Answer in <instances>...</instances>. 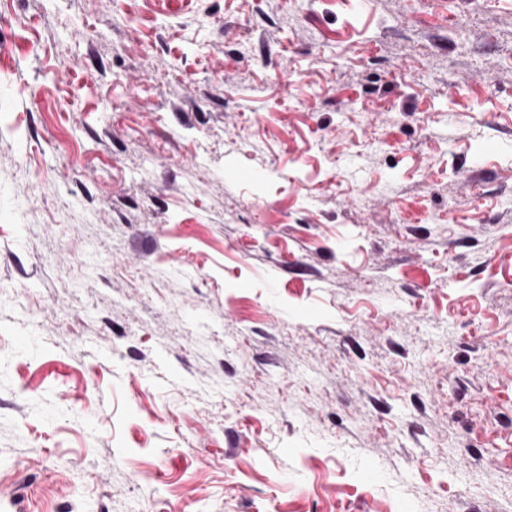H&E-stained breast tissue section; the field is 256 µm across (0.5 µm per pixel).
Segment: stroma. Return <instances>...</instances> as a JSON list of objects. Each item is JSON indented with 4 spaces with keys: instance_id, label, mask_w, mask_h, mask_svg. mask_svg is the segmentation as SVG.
<instances>
[{
    "instance_id": "35a3bbf8",
    "label": "stroma",
    "mask_w": 512,
    "mask_h": 512,
    "mask_svg": "<svg viewBox=\"0 0 512 512\" xmlns=\"http://www.w3.org/2000/svg\"><path fill=\"white\" fill-rule=\"evenodd\" d=\"M0 512H512V0H0Z\"/></svg>"
}]
</instances>
